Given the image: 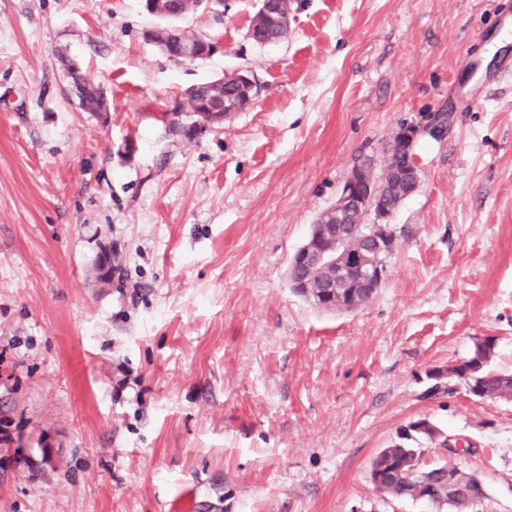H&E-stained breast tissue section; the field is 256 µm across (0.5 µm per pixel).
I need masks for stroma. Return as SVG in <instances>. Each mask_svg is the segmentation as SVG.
Returning a JSON list of instances; mask_svg holds the SVG:
<instances>
[{
    "label": "stroma",
    "mask_w": 512,
    "mask_h": 512,
    "mask_svg": "<svg viewBox=\"0 0 512 512\" xmlns=\"http://www.w3.org/2000/svg\"><path fill=\"white\" fill-rule=\"evenodd\" d=\"M261 0L198 9L178 64L143 0H0V512H435L379 492L413 421L473 443L479 512H512V400L449 367L484 337L512 372V0ZM107 92L81 111L62 59ZM247 70L260 92L194 140L162 119ZM419 188L377 297L325 311L287 270L401 125ZM112 259L109 287L92 267ZM215 50L212 40L196 38L186 44L182 50L179 60H200L209 57ZM447 137L448 121L434 115L426 122L402 125L394 136L393 144L396 142L402 143L406 150V160L410 166L408 174L415 176L417 181L420 182L422 169L416 153L417 145L424 138L442 141Z\"/></svg>",
    "instance_id": "obj_1"
}]
</instances>
